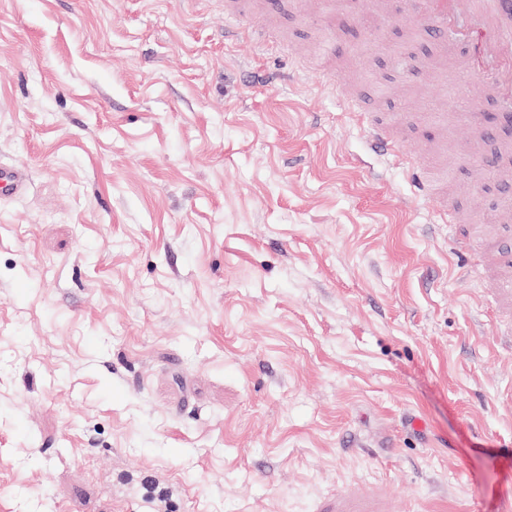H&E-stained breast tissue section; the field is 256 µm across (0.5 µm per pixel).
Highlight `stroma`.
Returning <instances> with one entry per match:
<instances>
[{
    "label": "stroma",
    "instance_id": "stroma-1",
    "mask_svg": "<svg viewBox=\"0 0 512 512\" xmlns=\"http://www.w3.org/2000/svg\"><path fill=\"white\" fill-rule=\"evenodd\" d=\"M462 57L391 0H0V512H500L512 186L467 155L512 131ZM352 111L359 112L363 122L367 123L372 145L378 152L399 157L401 153L399 140L394 136L390 126L376 120L374 115L372 117L371 112H375V110L370 104L355 101ZM410 173L412 176L413 186L417 191L428 193L432 198L440 205L437 213L441 217L440 224H455L453 210L448 206V195L445 199L444 194H441V198L436 197V189L433 187L429 172L426 167L420 168L419 161L413 162L410 166Z\"/></svg>",
    "mask_w": 512,
    "mask_h": 512
}]
</instances>
